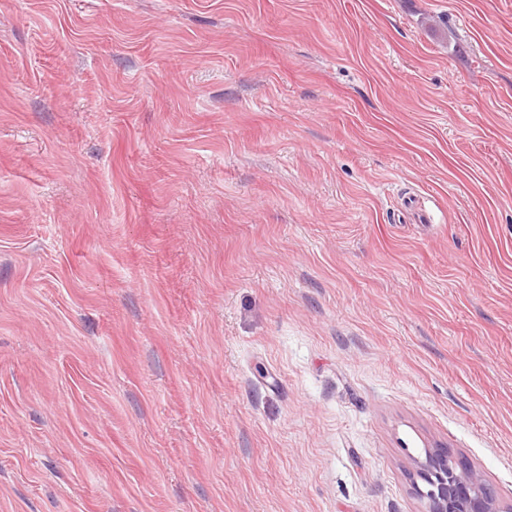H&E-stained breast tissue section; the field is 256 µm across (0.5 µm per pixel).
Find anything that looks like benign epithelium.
Masks as SVG:
<instances>
[{"label": "benign epithelium", "mask_w": 512, "mask_h": 512, "mask_svg": "<svg viewBox=\"0 0 512 512\" xmlns=\"http://www.w3.org/2000/svg\"><path fill=\"white\" fill-rule=\"evenodd\" d=\"M415 491L425 512H512L503 509L483 475L445 448H427L415 461Z\"/></svg>", "instance_id": "1"}]
</instances>
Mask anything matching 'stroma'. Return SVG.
<instances>
[{
	"label": "stroma",
	"mask_w": 512,
	"mask_h": 512,
	"mask_svg": "<svg viewBox=\"0 0 512 512\" xmlns=\"http://www.w3.org/2000/svg\"><path fill=\"white\" fill-rule=\"evenodd\" d=\"M512 504V0H0V512ZM414 487L425 512H511L501 508L497 494L483 475L445 448H426L415 461ZM418 480L423 483L420 487Z\"/></svg>",
	"instance_id": "1"
}]
</instances>
